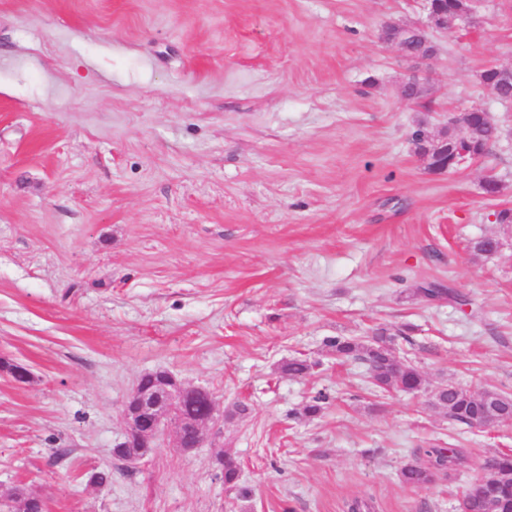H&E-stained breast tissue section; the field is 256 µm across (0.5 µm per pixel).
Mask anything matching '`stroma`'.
<instances>
[{
    "mask_svg": "<svg viewBox=\"0 0 512 512\" xmlns=\"http://www.w3.org/2000/svg\"><path fill=\"white\" fill-rule=\"evenodd\" d=\"M474 5L442 29L427 0H0V360L30 372L0 371V488L48 512H459L512 426L374 396L325 340L381 326L430 385L512 394V101L479 79L512 67V0ZM392 23L424 30L430 63ZM473 108L498 141L431 172L414 131ZM488 235L501 252L474 255ZM429 282L465 304L416 297ZM293 357L306 376L282 373ZM159 369L219 415L204 446L169 433L131 468L123 405ZM436 442L467 464L404 485ZM395 42L406 57L425 58L431 53H435V47L427 40L423 34L422 37L402 38Z\"/></svg>",
    "mask_w": 512,
    "mask_h": 512,
    "instance_id": "35a3bbf8",
    "label": "stroma"
}]
</instances>
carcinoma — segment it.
<instances>
[{
  "label": "carcinoma",
  "instance_id": "cac0c4a2",
  "mask_svg": "<svg viewBox=\"0 0 512 512\" xmlns=\"http://www.w3.org/2000/svg\"><path fill=\"white\" fill-rule=\"evenodd\" d=\"M400 50L407 57L424 58L435 52V47L426 37L402 38L397 41ZM450 130H445L438 139L429 138L427 132L419 129L414 133V142L420 152L430 158L448 149ZM498 138V129L492 125L475 127L473 141L475 150L486 153ZM417 293L428 300L450 298L465 305L464 296L455 294L435 283H428L417 289ZM392 337L384 329H375L372 334L361 339L344 336L326 340L329 348L339 361H360L368 366L369 377L374 387L385 392L398 390L408 393L428 389L427 380L411 363L398 357L391 346ZM311 363L302 358L286 361L281 370L293 377H302L311 370ZM435 408L442 410L449 421L473 426L476 421L507 424L512 419V395L500 391H484L472 394L451 383H441L431 389ZM213 411V399L209 395L186 397L179 407V418L184 424V450L191 451L198 439L195 426L206 423ZM146 434L125 436L124 440L112 448V455L124 460L132 449L148 450ZM426 463L407 464L401 468L399 476L403 484L424 486L431 483L438 472L454 470L463 463V455L455 448H428L425 450ZM222 469L224 484L235 485L239 479V469L235 459L222 451L216 455ZM493 476L488 481L471 484L461 498L460 507L467 512H482V506L493 499L497 512H512V455L503 453L492 459ZM43 499L34 500L32 495L16 486L0 496V512H44Z\"/></svg>",
  "mask_w": 512,
  "mask_h": 512
}]
</instances>
